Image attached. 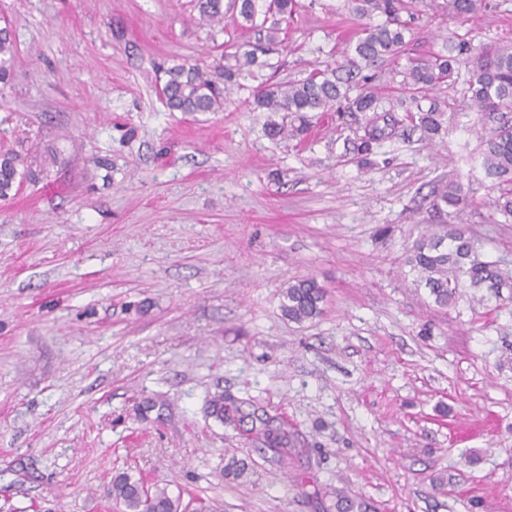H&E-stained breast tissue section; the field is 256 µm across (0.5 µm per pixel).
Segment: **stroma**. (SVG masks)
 I'll return each instance as SVG.
<instances>
[{
  "mask_svg": "<svg viewBox=\"0 0 512 512\" xmlns=\"http://www.w3.org/2000/svg\"><path fill=\"white\" fill-rule=\"evenodd\" d=\"M195 0H0L15 35L0 146L39 174L0 199V512H118L115 470L215 512H512V299L441 308L406 264L429 227L463 225L512 269V222L483 169L490 121L468 67L439 91L441 133L405 121L363 165L362 113L312 112L273 139L259 83L336 67L362 22L296 0L286 38L223 111L172 112L156 86L257 42ZM412 53L512 46V0L462 20L430 0ZM463 205L440 204L449 181ZM315 278L323 313L283 317ZM287 422L296 454L207 413L214 394ZM246 479L225 478L229 458ZM325 296V289L314 278L298 280L282 289L280 309L291 321L312 320L322 314Z\"/></svg>",
  "mask_w": 512,
  "mask_h": 512,
  "instance_id": "35a3bbf8",
  "label": "stroma"
}]
</instances>
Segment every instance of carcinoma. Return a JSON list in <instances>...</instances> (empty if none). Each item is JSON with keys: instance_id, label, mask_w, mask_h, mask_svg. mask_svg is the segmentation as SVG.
<instances>
[{"instance_id": "obj_1", "label": "carcinoma", "mask_w": 512, "mask_h": 512, "mask_svg": "<svg viewBox=\"0 0 512 512\" xmlns=\"http://www.w3.org/2000/svg\"><path fill=\"white\" fill-rule=\"evenodd\" d=\"M350 11L361 19L378 15L383 21L366 23L351 45V53L335 70L316 71L296 82L261 84L252 90V104L265 112H329L341 109L348 101L352 112H370L368 127L357 145L358 153L369 155L373 143L385 135L386 128L395 127L397 119L389 111L381 114V91L366 82H353L362 68L388 57H398L406 51L408 22L403 15L413 16L422 0H348ZM453 13L462 17L477 14L482 0H448ZM198 25L211 29L223 27L224 11L236 13L245 29L266 31V41L274 43L281 31L280 24L294 11L295 0H197ZM457 56H466L470 63L469 92L477 111L498 123L486 137L484 166L489 176L499 180L496 209L512 218V46L490 45L471 52L464 41L454 46ZM260 44L222 55L224 88H219L196 65H175L165 71L166 80L160 95L166 106L176 112H219L231 94L243 89L240 78L260 65ZM15 46L9 26L0 27V84L12 80ZM456 56L436 55L428 60L410 59L399 71L400 105L413 113L416 127L429 138L439 134L443 110L431 93L448 83L454 73ZM384 126H379L378 121ZM25 157L16 151L0 152V199H6L20 189L25 179L33 177L24 164ZM416 282L429 289L439 307L454 305L472 292L471 299L480 303L500 297L501 289L512 286V279L500 267V262L482 259L475 241L465 229L456 225L441 233L423 234L407 258ZM326 291L317 280L306 278L288 284L281 291L280 309L294 322L319 317ZM210 416L225 425L243 423L240 406L217 395L209 401ZM257 433L267 447L284 456L293 450L294 434L285 428L272 429L267 422ZM107 495L123 507V512H182L180 497H173L167 487L135 478L127 472L112 477ZM336 512H365L364 503L341 492L336 493Z\"/></svg>"}]
</instances>
